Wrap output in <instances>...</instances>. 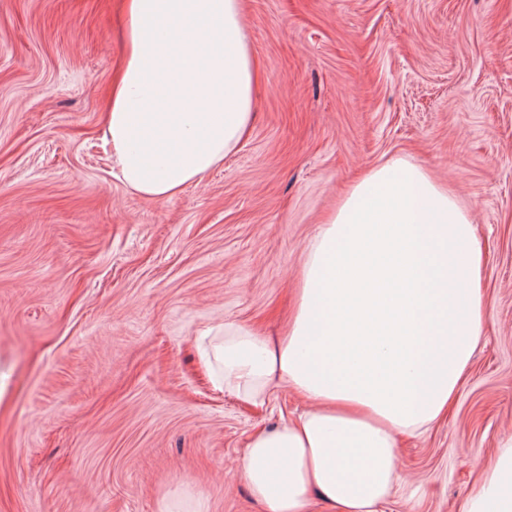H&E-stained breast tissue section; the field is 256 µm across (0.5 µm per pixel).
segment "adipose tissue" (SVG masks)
<instances>
[{"instance_id": "adipose-tissue-1", "label": "adipose tissue", "mask_w": 512, "mask_h": 512, "mask_svg": "<svg viewBox=\"0 0 512 512\" xmlns=\"http://www.w3.org/2000/svg\"><path fill=\"white\" fill-rule=\"evenodd\" d=\"M127 52L103 140L123 184L178 195L223 164L253 121L259 65L244 0H126ZM470 212L423 169H370L321 224L297 304L271 339L228 322L201 357L217 387L257 401L278 389L307 409L254 435L239 471L266 512H386L405 479L400 436L452 407L489 313ZM461 512H512V433Z\"/></svg>"}]
</instances>
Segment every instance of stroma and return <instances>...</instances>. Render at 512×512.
Wrapping results in <instances>:
<instances>
[{
	"instance_id": "obj_1",
	"label": "stroma",
	"mask_w": 512,
	"mask_h": 512,
	"mask_svg": "<svg viewBox=\"0 0 512 512\" xmlns=\"http://www.w3.org/2000/svg\"><path fill=\"white\" fill-rule=\"evenodd\" d=\"M123 0H0V512H264L237 471L302 412L198 339L276 331L352 182L402 158L471 211L490 305L452 415L399 439L394 512H460L512 433V0H245L256 123L170 200L101 132Z\"/></svg>"
}]
</instances>
